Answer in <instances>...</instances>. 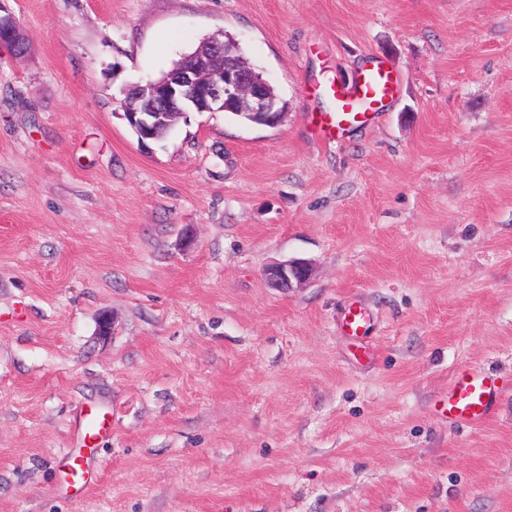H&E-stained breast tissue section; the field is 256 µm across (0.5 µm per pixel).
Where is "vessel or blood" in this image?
<instances>
[{
  "label": "vessel or blood",
  "instance_id": "1",
  "mask_svg": "<svg viewBox=\"0 0 512 512\" xmlns=\"http://www.w3.org/2000/svg\"><path fill=\"white\" fill-rule=\"evenodd\" d=\"M397 89L398 78L394 72L385 63H371L352 83L328 84L327 90L336 101V109L326 114L311 113L310 123L323 143H334L351 127L371 121L373 112L393 98ZM342 325L348 335L356 338L368 335L372 327L370 316L354 302L345 308ZM500 392L495 378L483 370L469 368L449 380L441 411L455 425L481 426L494 415ZM63 474L69 486L78 491L86 490L87 471L82 455H70Z\"/></svg>",
  "mask_w": 512,
  "mask_h": 512
}]
</instances>
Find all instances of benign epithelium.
Segmentation results:
<instances>
[{"instance_id":"7a95c632","label":"benign epithelium","mask_w":512,"mask_h":512,"mask_svg":"<svg viewBox=\"0 0 512 512\" xmlns=\"http://www.w3.org/2000/svg\"><path fill=\"white\" fill-rule=\"evenodd\" d=\"M6 2L0 0V49L18 59L27 55L30 45ZM120 94L121 116L146 149L187 112L243 114L250 123L269 127L284 117L263 74L239 57H225L219 40L184 57L172 72L144 86L128 85ZM265 276L274 287L289 289L305 284L312 266L299 259L278 262L266 269Z\"/></svg>"}]
</instances>
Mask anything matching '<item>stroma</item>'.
I'll return each instance as SVG.
<instances>
[{
  "mask_svg": "<svg viewBox=\"0 0 512 512\" xmlns=\"http://www.w3.org/2000/svg\"><path fill=\"white\" fill-rule=\"evenodd\" d=\"M8 6L0 512H512V0ZM224 34L283 121L189 112L141 150L120 89ZM374 61L398 94L322 144L324 84ZM289 259L313 277L272 287ZM467 367L503 384L476 428L433 409ZM0 1V49L6 48L10 57L18 59L27 55L30 45L22 26L5 2ZM312 266L303 260H288L274 263L265 271L266 279L276 288L301 286L312 276ZM342 325L344 331L355 338L367 336L372 327L370 316L354 302L345 308ZM64 467L63 474L67 484L77 491L86 490L88 480L84 457L81 454H72L67 458Z\"/></svg>",
  "mask_w": 512,
  "mask_h": 512,
  "instance_id": "1",
  "label": "stroma"
}]
</instances>
